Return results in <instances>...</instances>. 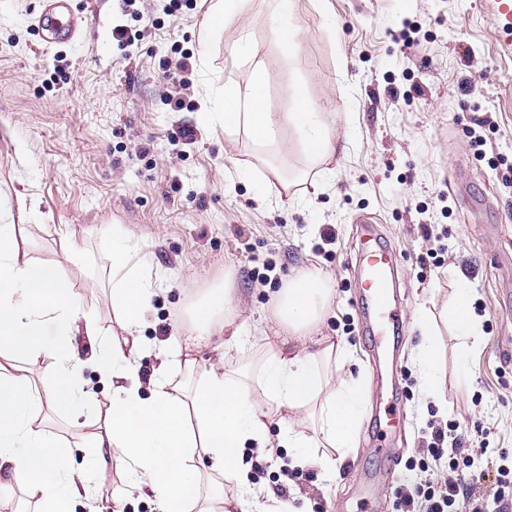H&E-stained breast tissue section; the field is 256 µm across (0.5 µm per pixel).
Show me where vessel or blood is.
I'll return each mask as SVG.
<instances>
[{
	"mask_svg": "<svg viewBox=\"0 0 512 512\" xmlns=\"http://www.w3.org/2000/svg\"><path fill=\"white\" fill-rule=\"evenodd\" d=\"M37 23L50 44L75 40L79 31L67 0H46ZM357 261L358 295L366 332L373 342L378 382L386 393L393 394L398 387L403 308L398 300L399 282L391 253L383 245L377 225L367 221L360 225Z\"/></svg>",
	"mask_w": 512,
	"mask_h": 512,
	"instance_id": "obj_1",
	"label": "vessel or blood"
}]
</instances>
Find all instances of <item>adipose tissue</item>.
Segmentation results:
<instances>
[{
	"instance_id": "adipose-tissue-1",
	"label": "adipose tissue",
	"mask_w": 512,
	"mask_h": 512,
	"mask_svg": "<svg viewBox=\"0 0 512 512\" xmlns=\"http://www.w3.org/2000/svg\"><path fill=\"white\" fill-rule=\"evenodd\" d=\"M269 74L255 68L247 89L225 85L219 109L226 132L245 130L258 145L277 143L281 125L300 137L315 163L335 151L332 113L319 111L303 84L287 87L292 106L278 114L266 107ZM112 245V315L121 332L94 359L112 384L107 429L93 439L100 466L95 475L68 464L69 447L45 438L31 423L44 411L74 403L79 383L72 336L100 335L102 325L84 309L74 284L60 264L35 263L22 252L14 224H0V343L32 355L56 357L54 385L42 392L28 375L0 362V489L19 486L38 497L40 512H72L88 496L91 479H106L110 461L131 467V491L153 497L158 512H246L251 495L246 446L274 458L281 449L319 448L318 463L335 472L336 458L346 455L366 400L358 381H336L330 364L345 350L317 331L331 287L313 272L298 274L274 297V320L286 337L267 344L258 375L233 373L224 360L197 366L184 358L187 376L172 380L173 353H165L142 397V383L131 347L148 303L150 288L141 261L123 229ZM239 306L231 288H218L198 300L187 324L189 345L231 327ZM319 350H310L309 341ZM282 427L279 439L270 425ZM221 476L230 491L204 492Z\"/></svg>"
}]
</instances>
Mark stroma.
<instances>
[{"label":"stroma","mask_w":512,"mask_h":512,"mask_svg":"<svg viewBox=\"0 0 512 512\" xmlns=\"http://www.w3.org/2000/svg\"><path fill=\"white\" fill-rule=\"evenodd\" d=\"M211 2L73 0L84 27L76 41L49 45L36 26L43 0H0V208L15 215L36 204L20 224L21 249L61 263L107 329L75 336L85 396L43 413L41 431L93 469L90 409L112 395L94 357L112 343V227L121 224L153 288L135 355L145 381L209 289L231 285L243 340L211 339L193 358L254 370L264 354L257 335L277 332L283 281L317 271L331 283L320 333L347 351L332 372L361 378L367 393L354 446L331 478L312 463L289 467L285 454L249 455L256 503L363 512L359 482L384 470L374 512H395L398 489L427 459L423 445L451 425L463 447L484 445L479 491L496 493L502 457L512 456V26L492 0H326L323 11L319 0H292L297 36L286 55L273 37L278 0H244L215 29ZM117 22L131 46L113 40ZM184 58L183 73L175 64ZM257 62L271 74L269 111H289L283 90L301 83L320 111L335 113L330 158L310 163L288 126L273 148L225 133L211 104L224 85L247 86ZM473 126L485 138L480 158L466 135ZM471 197L482 203L472 218ZM363 218L379 222L399 259L403 426L391 461L368 443L375 369L350 267ZM65 237L73 256L63 254ZM462 272L481 333L471 349L450 318ZM425 315L440 347L436 390L418 366ZM129 482L125 464L111 467L73 512H156L152 499L126 496Z\"/></svg>","instance_id":"35a3bbf8"}]
</instances>
